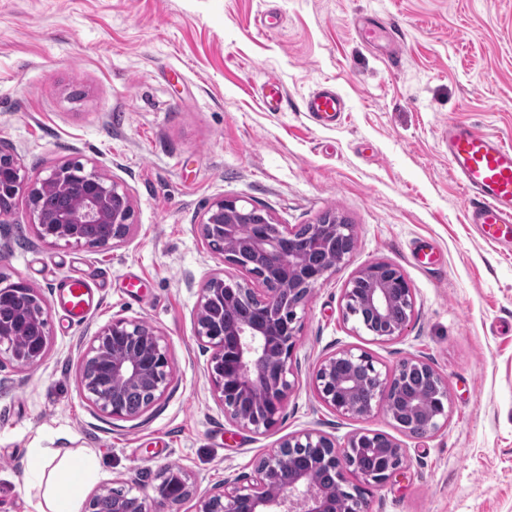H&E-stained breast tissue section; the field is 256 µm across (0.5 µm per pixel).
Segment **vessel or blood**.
I'll return each instance as SVG.
<instances>
[{
  "mask_svg": "<svg viewBox=\"0 0 512 512\" xmlns=\"http://www.w3.org/2000/svg\"><path fill=\"white\" fill-rule=\"evenodd\" d=\"M305 109L322 125L337 123L345 102L335 88L312 92ZM448 165L467 194L466 220L487 243L512 249V145L473 127L451 124L444 131ZM61 308L73 321L94 307L86 280L74 278L57 291Z\"/></svg>",
  "mask_w": 512,
  "mask_h": 512,
  "instance_id": "vessel-or-blood-1",
  "label": "vessel or blood"
}]
</instances>
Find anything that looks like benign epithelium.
<instances>
[{
    "label": "benign epithelium",
    "instance_id": "obj_1",
    "mask_svg": "<svg viewBox=\"0 0 512 512\" xmlns=\"http://www.w3.org/2000/svg\"><path fill=\"white\" fill-rule=\"evenodd\" d=\"M68 180L81 199L77 208L48 209L44 199ZM26 195L40 239L54 245L106 250L124 242L133 227V201L128 188L96 169L79 163L58 165L31 179L19 161L0 151V215L3 204ZM90 224H106L104 237L86 234ZM208 248L220 239L219 251L248 280L211 275L199 290L194 337L210 353L209 376L224 412L236 425L255 431L273 428L293 389L292 373L298 336L297 309L312 291L338 271L353 253L355 225L328 213L305 225L309 253L294 248L297 226L280 224L270 213L257 219L253 208L236 197L213 200L198 224ZM8 287L29 297L30 304L7 311L0 305V357L12 364L35 367L49 345V313L42 295L24 282ZM342 316L353 329L376 342H390L405 334L415 311L412 288L403 272L388 261L359 269L343 288ZM257 303L258 317L228 323L215 314L224 304ZM403 310L401 318L391 310ZM421 376L414 391L403 387L404 373ZM173 380V362L164 335L142 321L114 318L87 344L79 367V383L89 405L114 420L141 418L167 392ZM319 400L328 408L351 416H367L381 407L401 431L422 437L437 432L448 420V382L429 363L407 357L394 370H382L368 353L342 348L325 356L312 375ZM138 388L147 402L137 411L124 403V393ZM406 449L394 438L376 432L352 435L344 445L316 430H304L282 440L259 459L253 482H226L199 501L197 512H367L365 495L400 474ZM331 472L335 482L319 475ZM169 468L159 471L157 497H131L113 502L112 512H170L194 495L186 472L182 482L166 488Z\"/></svg>",
    "mask_w": 512,
    "mask_h": 512
}]
</instances>
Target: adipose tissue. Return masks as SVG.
I'll return each instance as SVG.
<instances>
[{"instance_id": "ef3b65f1", "label": "adipose tissue", "mask_w": 512, "mask_h": 512, "mask_svg": "<svg viewBox=\"0 0 512 512\" xmlns=\"http://www.w3.org/2000/svg\"><path fill=\"white\" fill-rule=\"evenodd\" d=\"M26 476L41 495L33 512H80L87 488L98 478L96 452L86 449L80 457L30 449Z\"/></svg>"}]
</instances>
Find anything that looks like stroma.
Wrapping results in <instances>:
<instances>
[{"instance_id":"obj_1","label":"stroma","mask_w":512,"mask_h":512,"mask_svg":"<svg viewBox=\"0 0 512 512\" xmlns=\"http://www.w3.org/2000/svg\"><path fill=\"white\" fill-rule=\"evenodd\" d=\"M380 13L393 40L371 46L355 19ZM283 90L269 111L263 87ZM333 85L347 104L317 124L308 95ZM512 144V0H0V149L31 177L78 162L121 181L134 227L93 251L42 241L25 197L0 218V275L49 308V348L36 367L0 363V512H33L27 451L98 454L97 487L154 498L158 472L179 466L195 496L248 481L288 435L315 429L394 437L406 469L366 495L368 512H512V252L479 238L441 149L448 123ZM241 197L281 224L345 217L348 262L300 311L295 386L269 431L234 424L217 400L209 352L194 338L200 286L214 273L243 280L202 242L210 202ZM427 242L431 259L417 246ZM388 261L409 280L404 336L371 341L341 314L345 282ZM81 275L99 301L73 322L55 303ZM122 317L167 338L173 381L140 419L96 414L79 384L95 333ZM344 347L393 369L404 358L448 382V420L423 438L383 410L332 411L317 398V363Z\"/></svg>"}]
</instances>
